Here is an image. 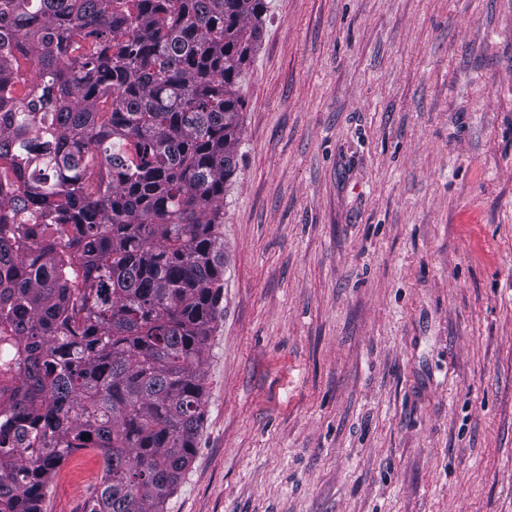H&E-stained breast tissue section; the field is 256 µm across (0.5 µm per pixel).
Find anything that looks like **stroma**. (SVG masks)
I'll return each mask as SVG.
<instances>
[{
  "instance_id": "1",
  "label": "stroma",
  "mask_w": 512,
  "mask_h": 512,
  "mask_svg": "<svg viewBox=\"0 0 512 512\" xmlns=\"http://www.w3.org/2000/svg\"><path fill=\"white\" fill-rule=\"evenodd\" d=\"M265 3L166 512H512V0Z\"/></svg>"
}]
</instances>
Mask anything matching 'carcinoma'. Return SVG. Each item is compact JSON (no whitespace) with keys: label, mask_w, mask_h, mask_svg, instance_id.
Instances as JSON below:
<instances>
[{"label":"carcinoma","mask_w":512,"mask_h":512,"mask_svg":"<svg viewBox=\"0 0 512 512\" xmlns=\"http://www.w3.org/2000/svg\"><path fill=\"white\" fill-rule=\"evenodd\" d=\"M265 0H0V512L74 451L82 512H164L195 455L222 316L237 84ZM11 332L5 330L3 325H0V386L10 378V368H13L18 360V347L14 340H5L1 336H12Z\"/></svg>","instance_id":"cac0c4a2"}]
</instances>
